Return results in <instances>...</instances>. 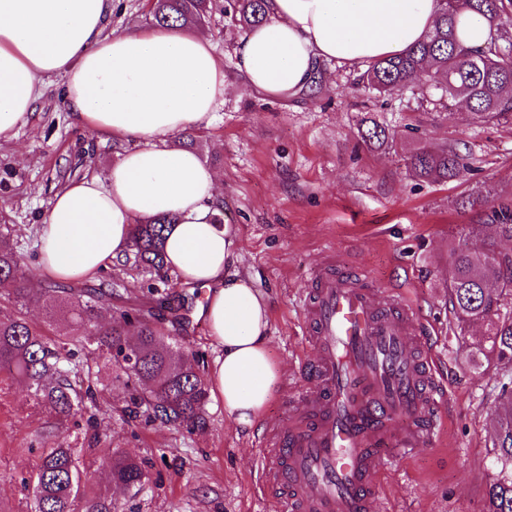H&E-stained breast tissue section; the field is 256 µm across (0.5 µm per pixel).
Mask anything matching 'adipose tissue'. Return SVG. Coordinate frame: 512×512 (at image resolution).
Instances as JSON below:
<instances>
[{
	"label": "adipose tissue",
	"mask_w": 512,
	"mask_h": 512,
	"mask_svg": "<svg viewBox=\"0 0 512 512\" xmlns=\"http://www.w3.org/2000/svg\"><path fill=\"white\" fill-rule=\"evenodd\" d=\"M438 9V0H267L266 22L236 43V69L249 89L283 98L308 88L320 61L363 65L405 52ZM111 17L112 0H0V139L15 137L44 78L60 74L64 106L82 129L131 144L107 178L89 174L55 193L39 235L40 275L94 277L128 252L134 224L168 218L167 267L205 288L203 314L222 350L212 392L225 414L253 425L277 380L270 306L234 268L215 171L171 144L223 105L224 64L204 31H117Z\"/></svg>",
	"instance_id": "ef3b65f1"
}]
</instances>
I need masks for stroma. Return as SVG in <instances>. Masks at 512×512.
Wrapping results in <instances>:
<instances>
[{
  "label": "stroma",
  "instance_id": "1",
  "mask_svg": "<svg viewBox=\"0 0 512 512\" xmlns=\"http://www.w3.org/2000/svg\"><path fill=\"white\" fill-rule=\"evenodd\" d=\"M204 29L229 87L213 122L178 143L193 145L223 174L220 216L235 242L236 269L269 302L268 345L279 381L256 426L238 425L211 400L205 429L190 432L133 413L121 381L101 373L98 388L111 409L79 439L94 454L119 448L143 461L148 481L134 496L93 466L89 484L111 495L116 512H275L276 497L259 489L256 448L263 427L284 412L290 389L310 385L293 372L306 351L295 297L331 258L346 269L368 270L373 288L405 289L416 309V333L431 342L436 377L450 398L442 439L393 460L375 512H484L496 470L492 431L500 375L482 353L486 323L457 327L445 285L449 249L484 218L483 209L467 208L465 200L477 190L492 202L512 195V127L469 124L461 112L436 106L440 92L433 88L376 96L360 84V68L337 64L322 66L318 94L269 98L247 89L236 73L241 30L219 10ZM64 89L61 76L45 78L27 124L0 141V228H11L39 289L38 230L54 192L87 173L106 177L129 147L79 128L62 105ZM370 116L388 124L393 143L375 149L362 142L359 130ZM447 144L470 154L471 168L459 178L428 183L406 167L413 149ZM105 280L118 286L113 311L161 307L166 334L212 366L218 349L204 318L179 308L188 288L174 274L115 263L91 282ZM50 424L21 385L0 390V512H27L24 480L36 460L28 447Z\"/></svg>",
  "mask_w": 512,
  "mask_h": 512
}]
</instances>
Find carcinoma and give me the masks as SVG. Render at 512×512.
Returning <instances> with one entry per match:
<instances>
[{"label": "carcinoma", "mask_w": 512, "mask_h": 512, "mask_svg": "<svg viewBox=\"0 0 512 512\" xmlns=\"http://www.w3.org/2000/svg\"><path fill=\"white\" fill-rule=\"evenodd\" d=\"M216 8L212 0H157L152 23L159 26L196 25ZM465 11L482 16L490 39L480 47L462 41L460 18ZM512 12V0H441L433 29L406 52L375 60L362 80L380 94L414 90L432 82L451 101L469 102V121L479 125L512 124V35L499 26V16ZM224 16L242 29L267 20L266 0H224ZM362 141L383 147L391 140L387 124L369 117ZM405 164L424 180L446 182L470 168L469 153L450 145L438 150L415 149ZM168 221L133 226L125 261L156 273L164 270V231ZM487 224L512 239V198L498 199L487 213ZM11 230L0 231V286L18 309L0 310V382H21L33 405L47 410L54 425L44 432L38 462L29 476L28 512H115L112 498L85 483L84 459L74 451L66 425L81 412L93 424L101 412L92 382L104 364L126 375L125 388L135 408L162 425L187 429L205 424L208 391L195 353L164 335L159 315L148 310L120 312L109 317L112 290L84 284H51L37 297L30 295L19 274L23 259L9 246ZM36 300L47 318H66L69 331L53 338L33 327L22 306ZM448 304L458 326L472 321L488 325V353L499 370L509 374L502 383L494 447L497 472L486 489L485 512H512V251H498L480 242V228L470 225L468 237L448 256ZM97 462L112 482L138 491L147 479L142 463L119 449Z\"/></svg>", "instance_id": "cac0c4a2"}]
</instances>
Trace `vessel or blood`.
Returning <instances> with one entry per match:
<instances>
[{
  "label": "vessel or blood",
  "mask_w": 512,
  "mask_h": 512,
  "mask_svg": "<svg viewBox=\"0 0 512 512\" xmlns=\"http://www.w3.org/2000/svg\"><path fill=\"white\" fill-rule=\"evenodd\" d=\"M295 303L313 351L297 372L313 384L264 436L262 486L279 490L289 512H373L378 475L440 438L448 392L413 304L369 287L363 271L326 262Z\"/></svg>",
  "instance_id": "obj_1"
}]
</instances>
